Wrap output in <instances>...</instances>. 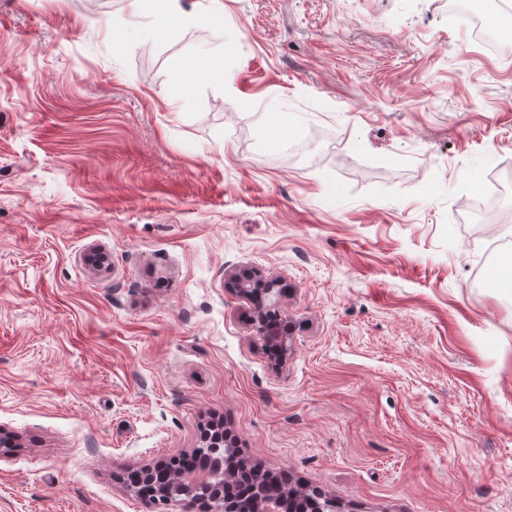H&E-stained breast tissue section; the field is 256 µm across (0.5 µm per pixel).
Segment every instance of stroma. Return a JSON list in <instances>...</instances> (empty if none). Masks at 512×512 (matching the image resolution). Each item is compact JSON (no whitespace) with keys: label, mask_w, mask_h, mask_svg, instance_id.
Masks as SVG:
<instances>
[{"label":"stroma","mask_w":512,"mask_h":512,"mask_svg":"<svg viewBox=\"0 0 512 512\" xmlns=\"http://www.w3.org/2000/svg\"><path fill=\"white\" fill-rule=\"evenodd\" d=\"M159 7L0 0V512H159L128 472L218 417L342 512H512V286L462 218L512 178V49L448 0ZM166 6L162 14L156 18V23L161 28L171 26L192 27L206 18L212 22H218L221 17L218 13L200 11H186L182 8L180 0H164ZM258 271L254 275L242 277L237 281L240 292L249 295L255 306V313L261 329L265 333L266 342L270 350L281 357L288 353V336H283L275 330L279 313L275 305L270 303V296L274 293L276 283L272 280H264Z\"/></svg>","instance_id":"35a3bbf8"}]
</instances>
